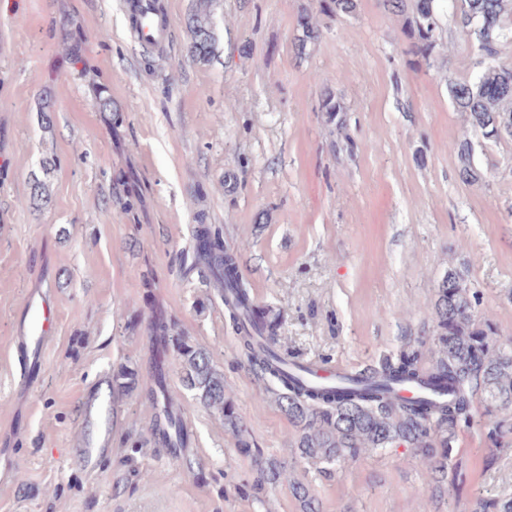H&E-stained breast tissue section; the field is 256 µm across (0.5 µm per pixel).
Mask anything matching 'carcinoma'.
Listing matches in <instances>:
<instances>
[{
    "mask_svg": "<svg viewBox=\"0 0 512 512\" xmlns=\"http://www.w3.org/2000/svg\"><path fill=\"white\" fill-rule=\"evenodd\" d=\"M211 0H198L188 15L187 58L211 59L216 41ZM384 9L406 16L408 36L415 54L426 61L435 58L438 46L439 0H381ZM462 23L474 36V49L485 68L473 78L449 86L458 111L465 114L468 129L452 145L461 179L478 184L483 174L474 162L472 135L485 140L512 139V64L498 63L501 44L512 38V0H457ZM328 17L355 11L356 0H318ZM294 45L302 55L321 30L308 13L297 20ZM29 205L39 211L48 204L45 183L32 179ZM196 255L201 257L203 277L219 285L233 326L239 335L248 367L273 386L280 409L297 428L296 448L306 463L330 476L333 466L356 457L362 450L404 445L416 449L443 475L452 457L458 429L470 427L473 396L483 390L504 406L512 405V349L498 343L494 330L476 319L475 295L450 269L435 304L439 355L427 368L417 349L402 348L381 356L355 375L320 377L311 366L289 360L278 350L277 324L258 313L234 251L224 245L218 230L196 215ZM161 351L172 350L181 365V382L193 400L224 418L234 434L238 452L250 459L255 472L252 488L264 490L286 484L298 500L301 512H318L308 486L288 478L280 461L266 457L254 446L247 425L224 391V374L215 368L209 353L185 337L173 333L164 322L149 327ZM156 388L147 394L152 406L168 408L161 372L154 374ZM135 372L121 370L112 376L113 394L136 388Z\"/></svg>",
    "mask_w": 512,
    "mask_h": 512,
    "instance_id": "carcinoma-1",
    "label": "carcinoma"
}]
</instances>
